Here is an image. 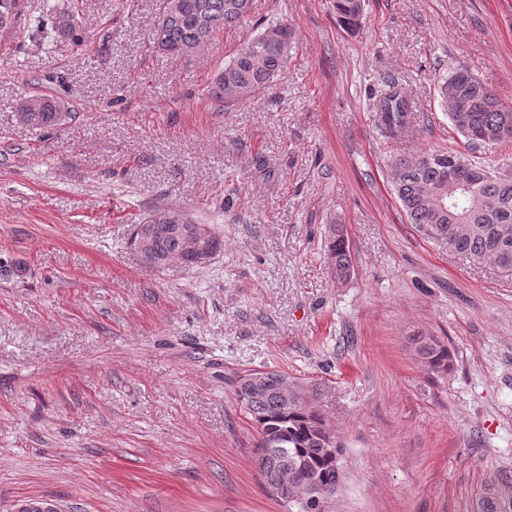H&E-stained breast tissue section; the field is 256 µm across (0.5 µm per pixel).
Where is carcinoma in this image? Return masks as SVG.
Wrapping results in <instances>:
<instances>
[{
  "label": "carcinoma",
  "mask_w": 512,
  "mask_h": 512,
  "mask_svg": "<svg viewBox=\"0 0 512 512\" xmlns=\"http://www.w3.org/2000/svg\"><path fill=\"white\" fill-rule=\"evenodd\" d=\"M338 20L347 28L361 25L364 0H332ZM252 0H163L153 32V45L165 55L186 58L198 54L213 36L233 29L247 19ZM23 0H0V31L36 38L53 48L82 42L75 11L50 4L41 15L21 20ZM293 33L284 23H270L247 41L216 75L210 89L212 99L234 105L277 81L283 74L292 48ZM448 119L473 146L512 139V109L497 94L470 73H452L440 86ZM382 132L391 138L408 132L410 100L392 86L378 100ZM68 104L56 95H31L21 100L18 113L24 123L39 128L58 125ZM392 183L409 223L427 237L480 262H491L512 272V176L497 173L457 150L422 152L395 159ZM170 210L158 209L143 219L154 225L155 269L178 260L194 267L185 250L189 224H172ZM328 260L334 277L343 282L353 269L349 240L341 224L329 225L326 240ZM415 351L433 372L448 370V347L433 338L415 340ZM259 435L273 438L288 452L272 451L264 479L279 477L283 464L301 474L316 477L324 486L341 489L345 468L333 461L325 435L342 453L339 436L314 411L305 397L285 406L269 390L242 402ZM488 512H512V483H501Z\"/></svg>",
  "instance_id": "obj_1"
}]
</instances>
